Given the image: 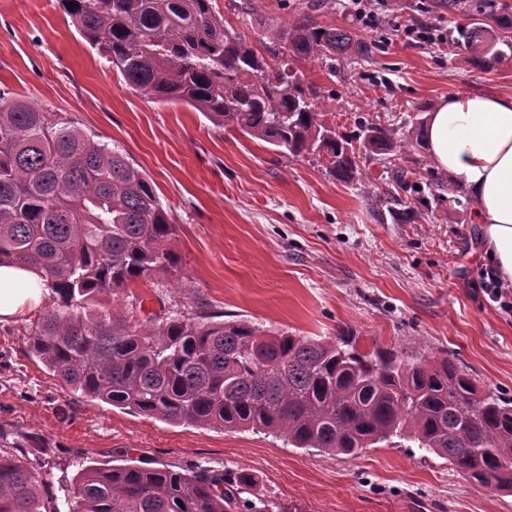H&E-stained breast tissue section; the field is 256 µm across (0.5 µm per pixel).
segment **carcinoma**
<instances>
[{"mask_svg":"<svg viewBox=\"0 0 512 512\" xmlns=\"http://www.w3.org/2000/svg\"><path fill=\"white\" fill-rule=\"evenodd\" d=\"M75 30L127 85L158 104L184 103L292 157L324 160L341 182L359 159L426 148L433 110L400 132L364 116L343 131L328 95L300 65L369 55L374 44L346 23L318 20L327 0H281L282 16L258 19L281 49L259 52L224 25L213 0H57ZM74 4V9L66 7ZM448 40L472 47L470 64L492 71L512 60V38L487 42L484 5ZM441 198L430 183L417 218ZM177 228L155 184L120 151L61 112L0 90V265L35 268L53 304L30 328V352L81 395L160 420L255 430L300 449L356 455L396 436L434 452L474 482L512 491V399L483 391L453 360L409 362L392 350L362 352L355 337L322 341L270 333L246 321L180 313L142 316L143 299H111L178 264ZM251 475L130 465L86 466L68 512H270L243 497ZM44 482L0 454V512L48 508Z\"/></svg>","mask_w":512,"mask_h":512,"instance_id":"cac0c4a2","label":"carcinoma"}]
</instances>
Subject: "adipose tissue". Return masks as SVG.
Returning <instances> with one entry per match:
<instances>
[{
    "label": "adipose tissue",
    "mask_w": 512,
    "mask_h": 512,
    "mask_svg": "<svg viewBox=\"0 0 512 512\" xmlns=\"http://www.w3.org/2000/svg\"><path fill=\"white\" fill-rule=\"evenodd\" d=\"M426 146L438 170L470 197L485 253L512 282V93H451L428 115ZM38 273L0 267V321L48 297Z\"/></svg>",
    "instance_id": "adipose-tissue-1"
}]
</instances>
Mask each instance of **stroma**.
<instances>
[{"instance_id": "35a3bbf8", "label": "stroma", "mask_w": 512, "mask_h": 512, "mask_svg": "<svg viewBox=\"0 0 512 512\" xmlns=\"http://www.w3.org/2000/svg\"><path fill=\"white\" fill-rule=\"evenodd\" d=\"M376 41L369 58L335 70L306 64L308 81L356 113L404 128L413 104L451 92H512V63L473 68L466 47L430 48L393 30L356 26ZM0 88L66 113L147 173L178 226L174 274L135 284L146 309L217 314L271 332L331 340L407 360L449 357L483 389L512 398V310L491 301L469 199L446 185L411 224L397 210L411 189L392 169L417 155L364 160L342 182L316 159L288 158L263 141L209 122L183 103L160 105L69 25L56 0H0ZM37 312L0 322V449L34 467L55 505L85 466L138 464L187 471L242 470L280 512H512V492L474 483L446 459L399 438L355 456H329L251 431L173 424L75 394L28 353Z\"/></svg>"}]
</instances>
